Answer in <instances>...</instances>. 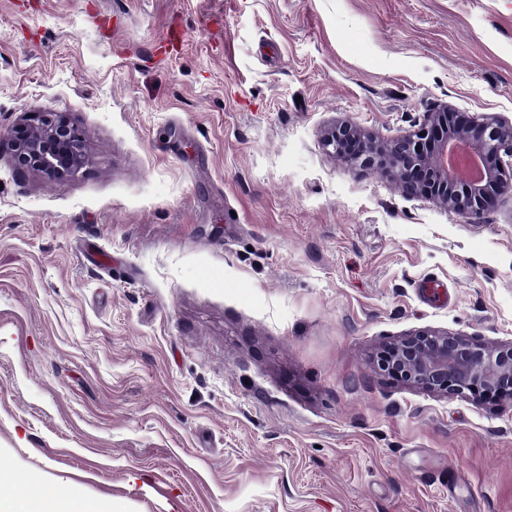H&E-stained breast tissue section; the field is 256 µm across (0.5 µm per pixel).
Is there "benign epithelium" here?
Listing matches in <instances>:
<instances>
[{
    "label": "benign epithelium",
    "instance_id": "obj_1",
    "mask_svg": "<svg viewBox=\"0 0 512 512\" xmlns=\"http://www.w3.org/2000/svg\"><path fill=\"white\" fill-rule=\"evenodd\" d=\"M17 170L50 180L76 176L82 131L62 112H34L0 136ZM326 144L351 165L381 168L404 193L477 218L512 190V122L481 120L443 107L414 134L384 142L349 121L326 132ZM372 364L404 385L449 396L512 400V342L497 346L468 336L423 330L382 344Z\"/></svg>",
    "mask_w": 512,
    "mask_h": 512
}]
</instances>
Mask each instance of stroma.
Listing matches in <instances>:
<instances>
[{
    "label": "stroma",
    "instance_id": "35a3bbf8",
    "mask_svg": "<svg viewBox=\"0 0 512 512\" xmlns=\"http://www.w3.org/2000/svg\"><path fill=\"white\" fill-rule=\"evenodd\" d=\"M446 106L512 121V0H0V469L125 512H512V401L379 376L422 330L512 342L481 219L339 161ZM4 138L19 171L56 180L76 176L83 165V133L65 113L28 112L22 123L1 134Z\"/></svg>",
    "mask_w": 512,
    "mask_h": 512
}]
</instances>
